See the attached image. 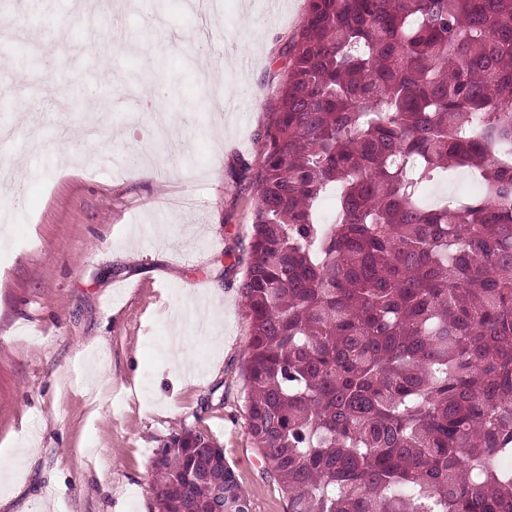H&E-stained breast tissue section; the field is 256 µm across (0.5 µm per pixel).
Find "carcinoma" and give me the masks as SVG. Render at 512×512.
Here are the masks:
<instances>
[{
    "label": "carcinoma",
    "instance_id": "cac0c4a2",
    "mask_svg": "<svg viewBox=\"0 0 512 512\" xmlns=\"http://www.w3.org/2000/svg\"><path fill=\"white\" fill-rule=\"evenodd\" d=\"M284 55L246 434L288 512H512V0H308ZM460 172L480 194L426 201ZM151 468L157 512H251L198 430Z\"/></svg>",
    "mask_w": 512,
    "mask_h": 512
}]
</instances>
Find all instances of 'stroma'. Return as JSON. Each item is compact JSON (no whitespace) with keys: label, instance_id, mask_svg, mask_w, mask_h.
Here are the masks:
<instances>
[{"label":"stroma","instance_id":"1","mask_svg":"<svg viewBox=\"0 0 512 512\" xmlns=\"http://www.w3.org/2000/svg\"><path fill=\"white\" fill-rule=\"evenodd\" d=\"M116 0L84 47L81 0H0V512H155L154 448L183 427L224 449L252 512H287L245 433L238 285L283 52L308 0ZM66 17L60 38L46 24ZM168 89L169 131L139 165ZM106 106L95 152L87 116ZM164 233H157V226ZM196 335L194 365L174 340Z\"/></svg>","mask_w":512,"mask_h":512}]
</instances>
